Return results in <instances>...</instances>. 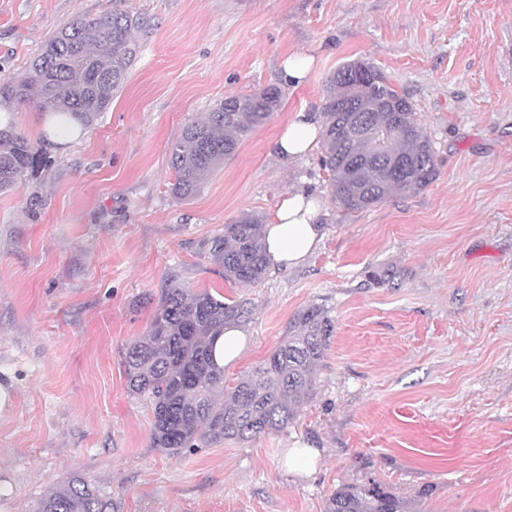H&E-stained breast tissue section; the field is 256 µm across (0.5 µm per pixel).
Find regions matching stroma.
I'll return each instance as SVG.
<instances>
[{
	"label": "stroma",
	"instance_id": "1",
	"mask_svg": "<svg viewBox=\"0 0 512 512\" xmlns=\"http://www.w3.org/2000/svg\"><path fill=\"white\" fill-rule=\"evenodd\" d=\"M147 17L139 59L107 112L50 143L51 165L0 194V512H33L79 474L114 512H324L348 483L379 482L413 512H512V0H126ZM112 0H0V76H20L56 30ZM315 63L287 84L293 56ZM362 59L409 95L439 173L419 194L349 212L319 151L275 140L320 116L336 68ZM282 107L191 201L170 193L183 126L269 85ZM320 203L322 239L255 285L209 253L241 212L284 195ZM401 276L382 287L369 271ZM246 302L251 343L228 386L292 316L335 321L298 420L239 444L153 447V406L122 366L170 283ZM321 452L288 473L294 443ZM319 122L300 110L295 112L276 141L277 151L289 160L300 159L310 153L318 142Z\"/></svg>",
	"mask_w": 512,
	"mask_h": 512
}]
</instances>
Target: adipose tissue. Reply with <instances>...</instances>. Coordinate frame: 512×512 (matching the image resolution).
Returning <instances> with one entry per match:
<instances>
[{
	"instance_id": "obj_1",
	"label": "adipose tissue",
	"mask_w": 512,
	"mask_h": 512,
	"mask_svg": "<svg viewBox=\"0 0 512 512\" xmlns=\"http://www.w3.org/2000/svg\"><path fill=\"white\" fill-rule=\"evenodd\" d=\"M320 125L306 111L295 112L276 141L277 151L288 159L310 153L318 142ZM318 206L314 198L291 192L282 199L263 226L268 261L274 268L295 267L315 251L321 228L315 222Z\"/></svg>"
}]
</instances>
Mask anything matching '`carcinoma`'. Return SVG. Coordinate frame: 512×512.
Returning a JSON list of instances; mask_svg holds the SVG:
<instances>
[{
    "label": "carcinoma",
    "instance_id": "carcinoma-1",
    "mask_svg": "<svg viewBox=\"0 0 512 512\" xmlns=\"http://www.w3.org/2000/svg\"><path fill=\"white\" fill-rule=\"evenodd\" d=\"M112 0V12L80 16L48 38L20 77L0 81V104L29 103L60 126L81 128L106 111L123 87L140 54L132 38L148 20ZM347 62L336 70L322 100V167L330 174L331 200L351 212L377 206L394 195L413 196L438 175L431 140L418 124L409 97L381 70L369 90L348 78ZM283 90L224 99L185 125L175 141L170 192L188 200L203 188L242 142L281 106ZM356 101L367 129H352L350 112L338 106ZM384 138L378 149L372 133ZM406 168L395 173L392 160ZM51 164L42 142L14 124L0 126V192L19 187ZM211 256L230 281L256 284L267 270L262 220L242 213L209 242ZM248 307L226 302L208 290L191 292L169 285L147 334L132 341L124 355L129 392L152 401V444L171 454L185 448L247 441L294 422L315 393V370L324 360L335 331L329 311L311 304L291 319L282 343L234 387H224V368L213 360L215 338L227 323H245ZM36 512H112V500L80 475L45 494ZM324 512H411L407 502L373 480L344 484L327 499Z\"/></svg>",
    "mask_w": 512,
    "mask_h": 512
}]
</instances>
